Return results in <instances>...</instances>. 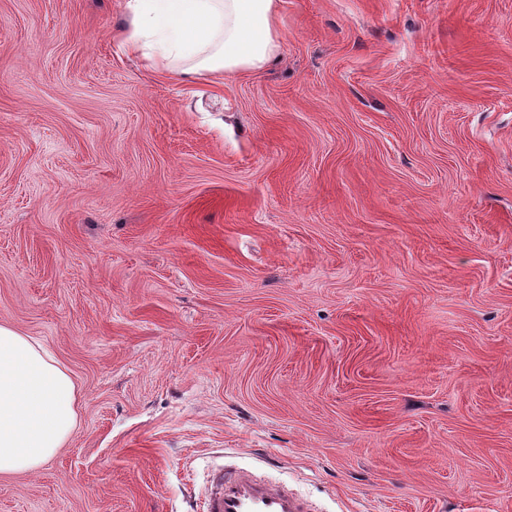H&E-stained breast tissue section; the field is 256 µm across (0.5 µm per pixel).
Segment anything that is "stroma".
Segmentation results:
<instances>
[{
    "mask_svg": "<svg viewBox=\"0 0 512 512\" xmlns=\"http://www.w3.org/2000/svg\"><path fill=\"white\" fill-rule=\"evenodd\" d=\"M123 0H0V324L79 423L0 512H512V0H281L209 84ZM202 508L204 512H308L284 487L247 476L229 478L224 470L214 474L213 489Z\"/></svg>",
    "mask_w": 512,
    "mask_h": 512,
    "instance_id": "stroma-1",
    "label": "stroma"
}]
</instances>
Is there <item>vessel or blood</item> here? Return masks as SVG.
I'll use <instances>...</instances> for the list:
<instances>
[{
    "label": "vessel or blood",
    "mask_w": 512,
    "mask_h": 512,
    "mask_svg": "<svg viewBox=\"0 0 512 512\" xmlns=\"http://www.w3.org/2000/svg\"><path fill=\"white\" fill-rule=\"evenodd\" d=\"M203 512H307L303 502L284 487L247 476L216 472L213 489L203 501Z\"/></svg>",
    "instance_id": "vessel-or-blood-1"
}]
</instances>
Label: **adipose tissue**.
I'll return each instance as SVG.
<instances>
[{"mask_svg":"<svg viewBox=\"0 0 512 512\" xmlns=\"http://www.w3.org/2000/svg\"><path fill=\"white\" fill-rule=\"evenodd\" d=\"M280 0H124L126 51L189 82L263 69L278 55ZM78 423L76 387L34 338L0 325V476L34 471Z\"/></svg>","mask_w":512,"mask_h":512,"instance_id":"1","label":"adipose tissue"}]
</instances>
